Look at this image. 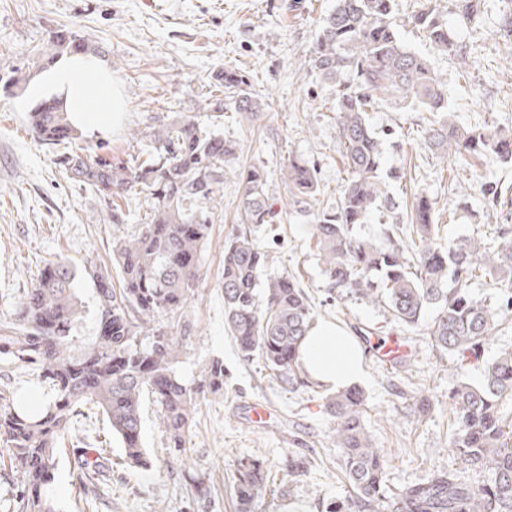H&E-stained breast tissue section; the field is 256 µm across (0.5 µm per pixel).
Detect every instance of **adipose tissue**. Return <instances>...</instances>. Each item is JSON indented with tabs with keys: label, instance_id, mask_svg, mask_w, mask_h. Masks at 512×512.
<instances>
[{
	"label": "adipose tissue",
	"instance_id": "obj_1",
	"mask_svg": "<svg viewBox=\"0 0 512 512\" xmlns=\"http://www.w3.org/2000/svg\"><path fill=\"white\" fill-rule=\"evenodd\" d=\"M34 91L59 99L79 126H102L103 115L120 116L122 102L109 71L92 53L65 54L37 78ZM300 363L314 382L341 389L364 372L363 354L344 330L330 321L315 323L300 349Z\"/></svg>",
	"mask_w": 512,
	"mask_h": 512
}]
</instances>
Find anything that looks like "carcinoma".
Masks as SVG:
<instances>
[{
    "label": "carcinoma",
    "instance_id": "obj_1",
    "mask_svg": "<svg viewBox=\"0 0 512 512\" xmlns=\"http://www.w3.org/2000/svg\"><path fill=\"white\" fill-rule=\"evenodd\" d=\"M394 0H336L323 20L308 61L336 84V126L350 173L339 203L313 214L312 236L333 288H345L369 303L383 304L401 325L415 327L435 314L429 326L432 345L448 355L455 370L481 368V380L458 382L450 392L454 413L452 448L466 468L484 473L470 481L461 472L434 471L398 493L385 480L388 460L366 430L364 392L352 387L327 398L334 419L332 439L341 449L342 470L351 488L344 501L326 512H512V349L483 359L485 345L512 315V240L501 235L487 245L470 237L442 244L435 237L432 202L420 195L410 207L418 243L386 236L372 242L353 235L374 211L391 206L382 176L383 147L367 112L391 98L418 105L434 120L427 131L430 148L459 156L494 155L512 164V130L464 128L454 123L448 96L428 59L403 44L393 18ZM410 23L421 29L442 54L460 55L448 34V19L434 0H420ZM55 52H78L86 45L73 33H54ZM30 69L17 68L0 81L7 93L20 94ZM216 81L233 100L247 126L260 117L262 103L240 71L227 69ZM31 127L48 144L72 143L79 131L59 102L43 100L30 112ZM152 151L126 164L95 152L64 158L70 178L112 200L145 195L149 222L118 238L108 267L94 261L77 270L50 261L11 313L0 318V355L14 368L36 376L48 401L37 413L0 386V463L20 487L12 512H57L50 492L58 444L80 409L102 414L119 441L126 463L146 464L142 408L147 399L157 414L169 447L185 448L199 399L224 393V361L211 360L187 386L176 364V333L158 325L178 314L194 295L201 251L209 237L217 186L224 167L236 159L238 145L201 127L190 115L161 123L149 132ZM288 194L296 203L316 197V169L291 158L283 169ZM237 223L243 228L224 239V327L244 358L260 356L287 389L310 387L299 350L314 312L310 296L292 276L261 279L268 255L247 226L268 224L274 216L265 187L267 173L249 165L237 173ZM483 193L495 209L512 210V186L487 183ZM119 286H114L112 275ZM490 277L497 294L490 300L471 292L477 276ZM92 283L97 332L76 346L75 332L85 313L75 288L77 278ZM270 476L258 458H242L234 477L239 512L270 491Z\"/></svg>",
    "mask_w": 512,
    "mask_h": 512
}]
</instances>
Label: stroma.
<instances>
[{
	"label": "stroma",
	"mask_w": 512,
	"mask_h": 512,
	"mask_svg": "<svg viewBox=\"0 0 512 512\" xmlns=\"http://www.w3.org/2000/svg\"><path fill=\"white\" fill-rule=\"evenodd\" d=\"M437 5L465 57L434 51L409 24L416 0H395L403 42L429 59L456 124L511 129L512 31L502 21L512 19V0H481L472 20L458 11L456 0ZM335 6L336 0H0V76L49 52L54 31L69 30L98 48L124 105L119 124L82 131L75 145L47 146L30 129L35 99L0 91V315L11 312L46 261L80 268L112 253L111 199L70 179L58 156L80 145L125 161L148 148L154 125L180 113L196 116L201 126L238 142L240 162L262 165L268 174L275 217L254 231L270 255L268 273L295 276L308 288L316 320L400 336L411 346L406 367L382 365L364 348L365 370L357 381L366 396L365 427L383 448L386 481L398 491L431 471L454 467L448 392L458 375L449 370L447 355L433 348L426 326L399 325L381 305L330 290L317 255L313 214L336 205L350 173L336 127V87L322 81L304 56ZM231 68L244 71L251 92L266 105L255 129L241 122L232 101L220 112L209 106L215 74ZM368 120L385 144L386 168L400 170L401 177L388 186L391 208L358 225L357 235L378 242L391 227L408 223L418 194L432 200L441 240L487 241L500 229L512 232V215L493 209L481 192L489 181L512 183V164L491 155L439 158L424 146L432 120L427 112L382 101ZM292 156L317 171L316 198L300 204L288 203L282 181ZM237 194L231 164L216 196L195 294L182 315L168 320L183 344L179 374L192 381L210 359H223V395L201 400L181 454L169 448L153 406H145L148 465L142 469L128 467L102 417L76 419L59 443L52 487L59 512H237L233 477L239 459L250 456L265 460L273 483L254 512H325L331 501L350 496L331 438L333 419L324 407L329 388L285 390L261 357L243 360L224 329V239L235 228ZM421 395L431 404L424 413L413 408ZM256 404L271 413L261 427L249 419ZM90 450L101 453L106 466L95 480L82 482L75 461ZM298 456L309 467L292 479L288 461ZM192 474L204 477L207 495L188 494Z\"/></svg>",
	"instance_id": "stroma-1"
}]
</instances>
